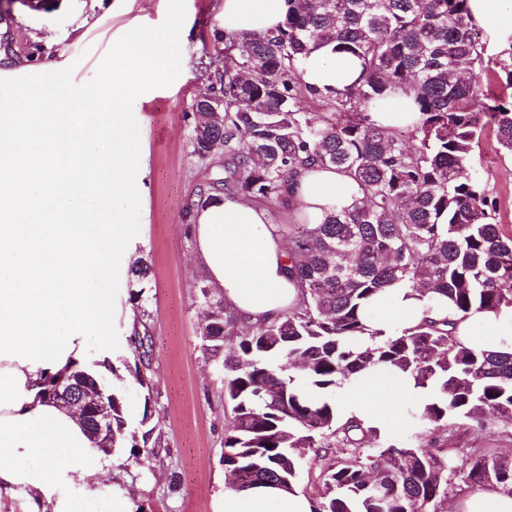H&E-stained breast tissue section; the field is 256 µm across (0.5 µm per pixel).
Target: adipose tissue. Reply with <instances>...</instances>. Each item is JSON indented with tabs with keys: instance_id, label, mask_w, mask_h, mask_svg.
<instances>
[{
	"instance_id": "1",
	"label": "adipose tissue",
	"mask_w": 512,
	"mask_h": 512,
	"mask_svg": "<svg viewBox=\"0 0 512 512\" xmlns=\"http://www.w3.org/2000/svg\"><path fill=\"white\" fill-rule=\"evenodd\" d=\"M471 23L486 43L512 50V0H468ZM288 0H222L226 35L266 32L286 17ZM176 28L149 31L136 22L94 59L95 78L79 82L76 59L0 51V512H80L106 494L112 460L77 417L44 396L48 376L87 364L90 322L112 318L113 261L125 254L128 228L110 224L113 208L131 203L142 176L133 143L120 136L127 105L182 54ZM362 73L359 59L313 49L302 62L305 83L343 90ZM380 126L413 125L411 91L397 87L371 109ZM359 185L333 168L301 170L291 181L289 221L320 224L361 198ZM25 211L37 225L23 234ZM194 260L237 317L255 321L294 307L301 296L286 270L288 255L268 206L223 194L196 208ZM424 307L396 285L365 308L375 329L408 327ZM456 335L470 347L512 354V307L471 310ZM412 382L378 371L344 388L338 408L378 427L399 418ZM305 495L273 485L225 490L224 512H310Z\"/></svg>"
}]
</instances>
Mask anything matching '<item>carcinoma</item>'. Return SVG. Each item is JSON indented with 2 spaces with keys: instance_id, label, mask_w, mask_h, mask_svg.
<instances>
[{
  "instance_id": "1",
  "label": "carcinoma",
  "mask_w": 512,
  "mask_h": 512,
  "mask_svg": "<svg viewBox=\"0 0 512 512\" xmlns=\"http://www.w3.org/2000/svg\"><path fill=\"white\" fill-rule=\"evenodd\" d=\"M289 2L277 29L215 39L224 62L212 91L224 95V120L191 103V154L203 162L220 153L224 169L182 217L226 190L276 208L288 180L312 164L344 172L363 197L322 224L276 225L302 288L298 306L250 323L204 298L223 317L201 335L235 337L224 359V469L239 476L238 492L259 484L295 492L311 458L323 482L311 512H443L456 478L512 495V456L473 450L460 459L444 448L450 419L480 427L490 416L512 419V355L462 345L447 317L371 334L363 319L368 301L398 283L425 305L447 297L462 316L512 306V230L482 178L459 176L487 131L512 155V56L484 61L467 0ZM322 46L362 60L357 84L324 94L302 80L301 58ZM476 66L500 93L474 76ZM397 86L423 114L406 136L368 115ZM308 99L330 111H307ZM378 370L400 372L427 394L405 412L437 448L343 418L339 391ZM131 440L114 387L112 447Z\"/></svg>"
}]
</instances>
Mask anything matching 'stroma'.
I'll return each mask as SVG.
<instances>
[{
    "instance_id": "35a3bbf8",
    "label": "stroma",
    "mask_w": 512,
    "mask_h": 512,
    "mask_svg": "<svg viewBox=\"0 0 512 512\" xmlns=\"http://www.w3.org/2000/svg\"><path fill=\"white\" fill-rule=\"evenodd\" d=\"M111 0H13L0 35L16 45L39 43L54 52L82 60L78 80L92 77L85 59L104 49L108 39L134 20L149 30L177 26L188 43L187 57H177L164 77L144 98L130 101L124 133L132 139L146 170L133 203L116 206L114 224L131 229L129 252L111 268L115 290L112 320L106 328L91 325L88 355L98 351V337L128 335L130 321L140 322L148 336L147 355L133 353L113 361L105 378L126 392L130 424L151 410L153 453L143 458L122 448L112 456L105 483L123 492L130 512H223L227 478L224 471V366L210 355L200 333L202 298L207 280L193 260L194 239L182 220L185 203L224 162H201L191 153L193 119L190 104L211 87L213 37L220 25V0H132L129 11L111 9ZM86 23L87 36L74 43L72 29ZM481 174L490 195L499 202L502 224L512 227V157L486 132L465 176ZM151 266L139 304H131L135 283L131 267L137 258ZM141 364L150 388L135 384L130 369ZM448 446L462 453L487 448L512 456V421L491 418L485 428L450 423Z\"/></svg>"
}]
</instances>
